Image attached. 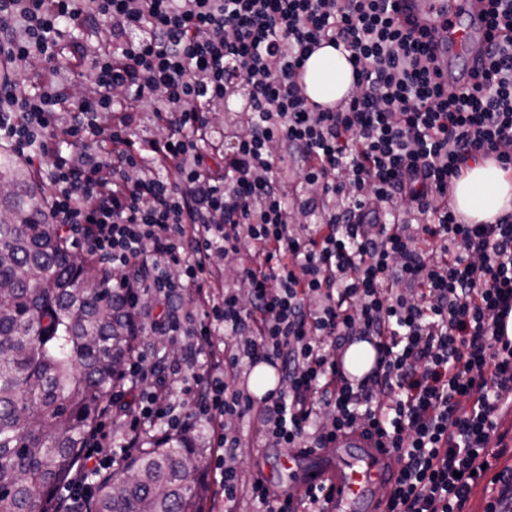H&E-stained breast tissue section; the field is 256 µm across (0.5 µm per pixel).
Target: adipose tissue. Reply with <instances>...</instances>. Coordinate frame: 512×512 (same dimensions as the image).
Returning <instances> with one entry per match:
<instances>
[{
  "mask_svg": "<svg viewBox=\"0 0 512 512\" xmlns=\"http://www.w3.org/2000/svg\"><path fill=\"white\" fill-rule=\"evenodd\" d=\"M304 79L314 101L339 103L353 89L346 51L330 45L316 49L305 63ZM452 192L456 210L472 224L494 221L512 210V174L491 157L469 162Z\"/></svg>",
  "mask_w": 512,
  "mask_h": 512,
  "instance_id": "obj_1",
  "label": "adipose tissue"
}]
</instances>
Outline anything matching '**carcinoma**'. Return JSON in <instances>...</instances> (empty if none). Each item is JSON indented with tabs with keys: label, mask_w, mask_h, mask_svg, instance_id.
Listing matches in <instances>:
<instances>
[{
	"label": "carcinoma",
	"mask_w": 512,
	"mask_h": 512,
	"mask_svg": "<svg viewBox=\"0 0 512 512\" xmlns=\"http://www.w3.org/2000/svg\"><path fill=\"white\" fill-rule=\"evenodd\" d=\"M0 512H56L121 378L131 310L112 272L50 223L36 173L0 148ZM202 451L146 440L126 476L96 480L92 512H200Z\"/></svg>",
	"instance_id": "obj_1"
}]
</instances>
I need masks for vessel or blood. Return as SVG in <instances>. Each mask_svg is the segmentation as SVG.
<instances>
[{
  "label": "vessel or blood",
  "instance_id": "obj_1",
  "mask_svg": "<svg viewBox=\"0 0 512 512\" xmlns=\"http://www.w3.org/2000/svg\"><path fill=\"white\" fill-rule=\"evenodd\" d=\"M397 16H417L421 23L440 29L435 53L444 67L452 69L459 83H467L465 71L455 69L456 59L476 62L490 35L487 19L481 16L478 0H398ZM336 453L326 457L320 450L291 456L289 470L303 472L298 489L325 486L332 495L325 512H387L396 473L392 455L377 436L357 433L338 436Z\"/></svg>",
  "mask_w": 512,
  "mask_h": 512
}]
</instances>
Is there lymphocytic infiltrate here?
I'll return each mask as SVG.
<instances>
[{
	"mask_svg": "<svg viewBox=\"0 0 512 512\" xmlns=\"http://www.w3.org/2000/svg\"><path fill=\"white\" fill-rule=\"evenodd\" d=\"M485 2L498 39L459 86L393 0H0V65L56 71L79 54L64 30L105 25L92 94L69 81L0 84V143L51 158L53 219L112 269L133 335L147 320L207 358L181 418L166 366L132 353L112 400L127 439L113 448L97 426L63 512H89L94 478L161 425L185 435L205 418L233 456L242 443L226 420L249 411L277 448L377 434L400 462L390 512H465L512 408V213L470 224L448 199L468 161L512 167V0ZM325 44L347 51L354 90L315 112L297 78ZM232 102L241 129L223 152L208 115ZM147 106L157 131L142 135ZM64 143L85 151L71 159ZM286 156L301 165L295 204ZM245 240L251 263L225 287L210 256ZM205 276L217 293L194 325L181 303ZM220 327L228 342L208 350ZM364 336L381 357L354 385L338 356ZM229 356L273 365L277 391L254 405L228 382ZM220 485L228 501L247 492L263 512H297L295 494L235 467Z\"/></svg>",
	"mask_w": 512,
	"mask_h": 512,
	"instance_id": "1",
	"label": "lymphocytic infiltrate"
}]
</instances>
